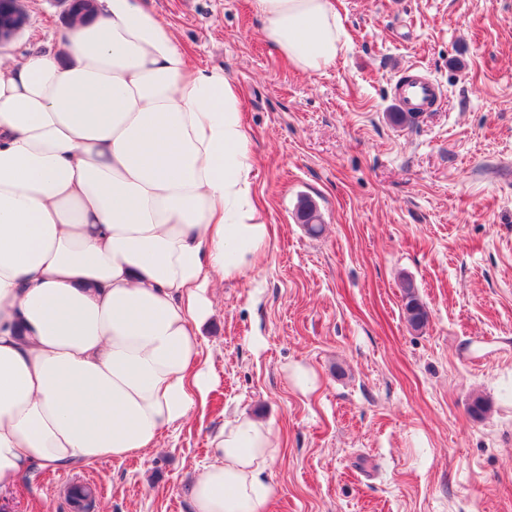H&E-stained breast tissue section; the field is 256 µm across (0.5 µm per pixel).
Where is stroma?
Listing matches in <instances>:
<instances>
[{
  "label": "stroma",
  "mask_w": 512,
  "mask_h": 512,
  "mask_svg": "<svg viewBox=\"0 0 512 512\" xmlns=\"http://www.w3.org/2000/svg\"><path fill=\"white\" fill-rule=\"evenodd\" d=\"M335 2L343 53L309 75L271 51L251 0H152L192 63L239 89L270 247L214 293L204 411L146 455L30 470L8 512H72L77 484L104 512H192L212 437L241 413L280 440L268 512H512V0ZM22 5L1 56L64 27L63 0ZM414 67L442 95L401 123L393 88ZM304 197L320 235L297 220ZM402 288H404L405 293V310L408 322L413 328L419 329L426 324L428 313L416 297L415 287L411 281L404 282Z\"/></svg>",
  "instance_id": "35a3bbf8"
}]
</instances>
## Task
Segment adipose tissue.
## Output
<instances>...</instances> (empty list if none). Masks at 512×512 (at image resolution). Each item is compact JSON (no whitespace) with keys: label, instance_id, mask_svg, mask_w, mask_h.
Listing matches in <instances>:
<instances>
[{"label":"adipose tissue","instance_id":"1","mask_svg":"<svg viewBox=\"0 0 512 512\" xmlns=\"http://www.w3.org/2000/svg\"><path fill=\"white\" fill-rule=\"evenodd\" d=\"M271 50L335 65L333 0H252ZM239 90L195 68L151 0H96L56 46L0 62V490L158 448L205 405L213 292L270 246ZM193 512H267L279 441L236 415Z\"/></svg>","mask_w":512,"mask_h":512}]
</instances>
